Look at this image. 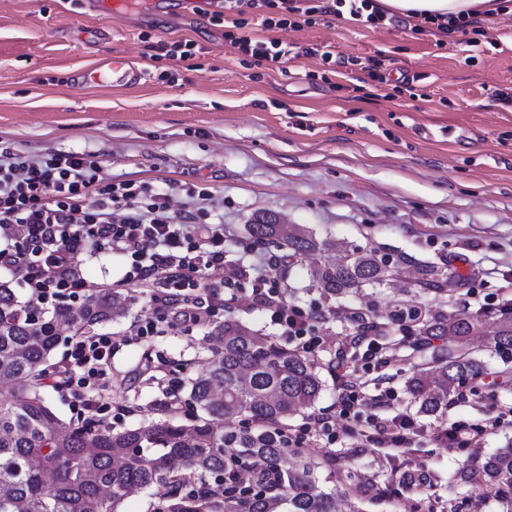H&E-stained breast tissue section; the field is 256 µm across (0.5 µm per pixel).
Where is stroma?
<instances>
[{"label": "stroma", "instance_id": "stroma-1", "mask_svg": "<svg viewBox=\"0 0 512 512\" xmlns=\"http://www.w3.org/2000/svg\"><path fill=\"white\" fill-rule=\"evenodd\" d=\"M197 3L127 0L121 15L101 18L88 0H0V142L33 155L97 151L112 178L144 183L177 205L187 201L188 189L209 186L211 217L223 220L227 236V278L266 256L246 225L268 212L339 243L448 265L467 286L443 304L446 313H475L486 297L512 293V109L489 104L493 90L512 88L511 12L483 17L482 34L472 37L364 29L342 20L282 33L290 45H328L343 59L322 81L311 79L319 62L306 55L281 66L242 63L223 28L195 12ZM99 27L109 39L95 38ZM149 30L169 42L187 38L204 46L199 68L143 58L140 37ZM111 52L128 57L144 79L130 87L74 84L75 71ZM376 55L387 79L418 77V100L357 90L367 74L354 58ZM161 67L174 69L176 85L157 79ZM287 283L289 301L330 313L315 355L326 388L293 420L298 430L338 415L335 365L348 307L374 310L382 322L397 302L427 298L400 283L339 304L305 292L301 265L291 268ZM147 301L141 288L130 287L121 294L122 314L101 327L119 342L103 379L113 408L125 411L121 419L104 418L115 430L139 425L154 404L176 398L183 420L191 421L184 384L205 369L210 353L205 326L136 337ZM347 354L370 396L392 397L376 416L408 413L422 435L406 448L371 441L299 447V454L329 459L330 488L357 492L363 512H404L407 503L413 512H501L473 474L512 438V426L454 450L434 434L480 423L490 406H512V392L468 391L439 418L424 417L403 391L407 363L371 370L362 349ZM171 379L177 390L168 387ZM421 465L431 481L409 490L402 475ZM460 470L469 481H455Z\"/></svg>", "mask_w": 512, "mask_h": 512}]
</instances>
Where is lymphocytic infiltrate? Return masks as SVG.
Instances as JSON below:
<instances>
[{
  "label": "lymphocytic infiltrate",
  "instance_id": "f902f5d3",
  "mask_svg": "<svg viewBox=\"0 0 512 512\" xmlns=\"http://www.w3.org/2000/svg\"><path fill=\"white\" fill-rule=\"evenodd\" d=\"M318 15L367 28L398 26L400 16L379 7L376 0H320L300 6L299 0H224V8L209 13L211 24L224 27V39L251 64L286 63L291 50L280 35L302 28L305 18ZM263 34H247L252 23ZM196 205L177 208L168 197L147 194L137 181L115 180L103 172L93 151H50L39 156L0 149V268H19L29 299L35 305L62 296L88 295L99 282L77 270L83 252L130 257L131 266L114 290L140 286L149 291V314L137 325L138 337L158 333L161 323L199 326L215 310L233 304L265 310L297 349L314 354L321 345L316 333L319 311L288 303L284 289L256 288L240 293L232 280L215 281L224 269V224L209 221L212 199L208 188L192 192ZM118 343L112 336L90 331L75 336L49 387H65L77 399L79 411L100 415L112 406L101 382ZM337 420L318 419L322 435L360 443L367 436L362 419L369 401L352 381L345 364H337ZM512 407L489 410L482 423L438 432L448 449L480 444L502 427Z\"/></svg>",
  "mask_w": 512,
  "mask_h": 512
}]
</instances>
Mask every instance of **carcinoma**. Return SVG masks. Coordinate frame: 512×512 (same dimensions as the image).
<instances>
[{"label": "carcinoma", "instance_id": "cac0c4a2", "mask_svg": "<svg viewBox=\"0 0 512 512\" xmlns=\"http://www.w3.org/2000/svg\"><path fill=\"white\" fill-rule=\"evenodd\" d=\"M247 231L275 250L273 266L286 277L293 262H307V288L327 299L388 287L415 273L412 287L442 303L462 279L443 265L404 251L353 247L332 262V244L302 225L257 215ZM119 314L113 293L94 292L79 305L41 309L0 281V512H122L133 488L164 489L158 512H336L324 462L292 453L288 420L311 408L324 382L318 363L232 316L211 327L217 342L208 368L189 379L188 400L199 411L192 424L176 411L119 432L98 428L94 417L64 422L46 401L42 380L61 331L76 335ZM391 322L423 336L453 337L447 349L411 366L405 392L417 412L438 417L485 371L472 337L483 351L512 360V307L476 314H440L428 305L403 304ZM246 411L251 423L231 421ZM259 485L238 493L239 476ZM479 478L512 512V439L484 459ZM214 481H209V478Z\"/></svg>", "mask_w": 512, "mask_h": 512}]
</instances>
